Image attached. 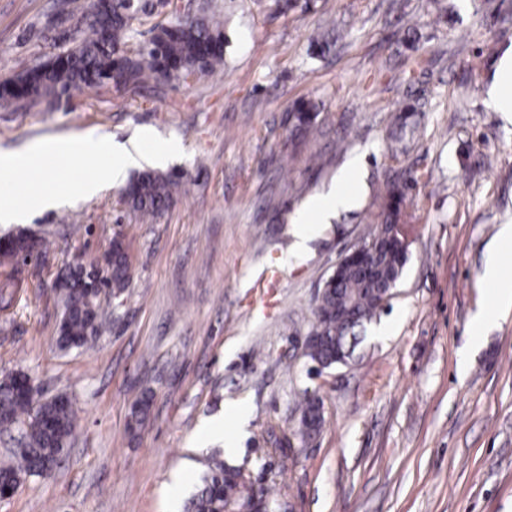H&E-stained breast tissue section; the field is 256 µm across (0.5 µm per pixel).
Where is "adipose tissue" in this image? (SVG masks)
Here are the masks:
<instances>
[{"instance_id":"1","label":"adipose tissue","mask_w":512,"mask_h":512,"mask_svg":"<svg viewBox=\"0 0 512 512\" xmlns=\"http://www.w3.org/2000/svg\"><path fill=\"white\" fill-rule=\"evenodd\" d=\"M177 142L170 141L153 151H145L142 143L130 145L113 142L112 139L94 133L62 138L51 143L37 142L18 151L0 153V175H21L43 171L49 156H78L90 168L87 175L57 184L43 192L34 206L20 203L17 188L0 189V223L21 224L31 216L32 208L57 210L72 201L96 195L104 186L122 184L128 168L141 162L163 163L169 154L178 150ZM361 178L359 158H351L327 192L312 198L301 217L295 251L305 249L315 225L330 223L338 210L351 206L358 194ZM512 250V225H502L496 239L488 249L483 280L494 294L492 307L480 309L474 317V327L500 317L512 310V277L505 275L501 259L506 250Z\"/></svg>"}]
</instances>
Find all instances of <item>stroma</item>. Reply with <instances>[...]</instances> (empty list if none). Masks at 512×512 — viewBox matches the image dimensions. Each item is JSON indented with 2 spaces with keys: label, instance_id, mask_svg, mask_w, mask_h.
Returning a JSON list of instances; mask_svg holds the SVG:
<instances>
[{
  "label": "stroma",
  "instance_id": "1",
  "mask_svg": "<svg viewBox=\"0 0 512 512\" xmlns=\"http://www.w3.org/2000/svg\"><path fill=\"white\" fill-rule=\"evenodd\" d=\"M205 1L224 23L222 69L0 109L2 152L88 130L182 145L160 216L141 218L108 186L0 225V241L36 243L30 258L0 260V281H21L0 302V378L27 374L76 411L59 463L0 512H182L216 450L287 512H512V314L472 329L491 300L486 249L512 221V124L486 104L512 51V0H174L139 14L129 48ZM89 3L0 0V78L58 54ZM322 34L331 46L317 55ZM409 96L422 111L403 121ZM300 99L319 115L296 139L288 113ZM356 154L357 206L294 253L298 211ZM404 179L409 260L380 315L393 332L367 329L348 365L311 378L315 297ZM118 233L130 283L102 293L111 318L94 347L60 350L54 283L74 262L104 264ZM307 390L325 424L292 448ZM145 396L148 415L131 426Z\"/></svg>",
  "mask_w": 512,
  "mask_h": 512
}]
</instances>
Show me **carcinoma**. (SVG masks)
Here are the masks:
<instances>
[{
	"instance_id": "carcinoma-1",
	"label": "carcinoma",
	"mask_w": 512,
	"mask_h": 512,
	"mask_svg": "<svg viewBox=\"0 0 512 512\" xmlns=\"http://www.w3.org/2000/svg\"><path fill=\"white\" fill-rule=\"evenodd\" d=\"M139 5L133 0H91L88 17L81 20L73 45L52 59L25 68L0 82V106L44 102L49 106L71 97L86 86L99 85L118 78L132 89L149 80L172 81L181 77L207 74L224 65V31L214 13L178 16L153 28L148 52L130 54L127 39L133 32ZM293 130L307 135L314 129L316 106L300 101L291 108ZM176 181L170 174L143 171L135 176L124 192V203L144 217H155L169 208ZM407 185L387 187L376 216L375 227L363 237L379 244L368 275L353 265L340 267L336 282L327 284L316 300L308 335V358L328 365L350 361L366 325L380 315L379 300L385 289L401 279L408 253L389 242L393 225L401 223V206ZM29 238L19 234L4 248L6 256L29 250ZM109 275L103 284L122 290L130 278V260L122 237L112 241L107 257ZM84 268L77 263L56 288L63 309L57 336L62 350L82 348L97 340L98 320L102 317L98 292L81 288L76 278ZM33 388L21 373L0 379V422L25 428L24 442L15 451L12 464L0 466V489L9 497L17 491L25 476L44 473L55 464L72 435L75 410L70 401L53 399L33 406ZM322 401L305 394L295 434L306 441L324 425ZM254 506L261 512H276L277 500L264 486L256 489L242 468L227 464L218 454L207 457L195 492L186 512H241Z\"/></svg>"
}]
</instances>
